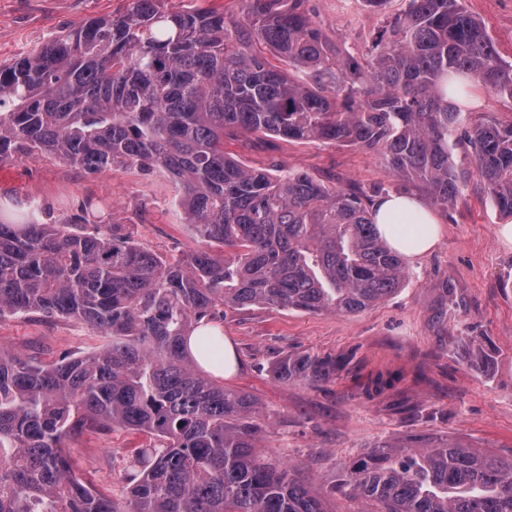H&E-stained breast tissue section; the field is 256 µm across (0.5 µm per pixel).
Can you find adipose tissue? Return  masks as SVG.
Returning a JSON list of instances; mask_svg holds the SVG:
<instances>
[{
  "instance_id": "adipose-tissue-1",
  "label": "adipose tissue",
  "mask_w": 512,
  "mask_h": 512,
  "mask_svg": "<svg viewBox=\"0 0 512 512\" xmlns=\"http://www.w3.org/2000/svg\"><path fill=\"white\" fill-rule=\"evenodd\" d=\"M374 222L390 247L407 258L419 257L439 241V229L433 214L413 196L391 193L372 205Z\"/></svg>"
}]
</instances>
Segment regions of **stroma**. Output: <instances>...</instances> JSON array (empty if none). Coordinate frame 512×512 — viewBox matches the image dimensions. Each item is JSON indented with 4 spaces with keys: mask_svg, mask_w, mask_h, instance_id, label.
<instances>
[{
    "mask_svg": "<svg viewBox=\"0 0 512 512\" xmlns=\"http://www.w3.org/2000/svg\"><path fill=\"white\" fill-rule=\"evenodd\" d=\"M130 0H0V64L33 52L86 21L125 11ZM481 21L499 56L512 62V0H463ZM327 38L366 59L387 19L405 0L383 10L365 0H309ZM239 160L282 175L306 172L337 187L370 195L396 182L372 150L321 141L264 140L235 145ZM176 189L160 171L114 166L90 172L33 154L0 167V204L37 200L63 221L87 199L101 216L115 213L137 244L163 257L195 246L175 203ZM435 249L406 260L401 286L354 314H314L254 307L227 312L224 333L241 367L224 382L271 413L263 443L277 464L298 468L327 512H361L360 501L335 493L342 468L376 441L452 436L473 447L512 455V244L499 240L502 217L477 176H470L448 211L438 212ZM472 341L463 353L461 339ZM94 328L65 316L30 314L0 320V356L50 365L62 353H89L107 344ZM342 357L344 370L317 387L280 383L279 358ZM379 372L397 374L392 389L370 399L365 386ZM143 434L124 430L73 436L74 469L101 492L121 494L120 477Z\"/></svg>",
    "mask_w": 512,
    "mask_h": 512,
    "instance_id": "35a3bbf8",
    "label": "stroma"
}]
</instances>
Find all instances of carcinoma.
Returning <instances> with one entry per match:
<instances>
[{
    "label": "carcinoma",
    "instance_id": "carcinoma-1",
    "mask_svg": "<svg viewBox=\"0 0 512 512\" xmlns=\"http://www.w3.org/2000/svg\"><path fill=\"white\" fill-rule=\"evenodd\" d=\"M241 2L234 19L213 6L131 0L0 65L1 165L37 151L95 172L158 168L201 243L158 256L116 220L90 223V201L63 223L33 201L0 215V317H72L111 338L50 366L0 357V512H325L297 468L259 453L257 401L205 370L188 342L219 354L201 327L254 305L363 311L400 287L403 256L379 235L370 197L304 172L250 168L225 140L374 150L401 188L424 185L446 212L464 185L455 134L512 217V123L471 127L466 108L447 100L468 98L455 84L468 78L512 99V64L461 0H408L363 63L328 41L306 0ZM342 367L304 354L271 374L313 386ZM115 429L154 438L128 462L121 501L77 476L65 445ZM335 489L372 512H512V459L412 436L374 446Z\"/></svg>",
    "mask_w": 512,
    "mask_h": 512
}]
</instances>
